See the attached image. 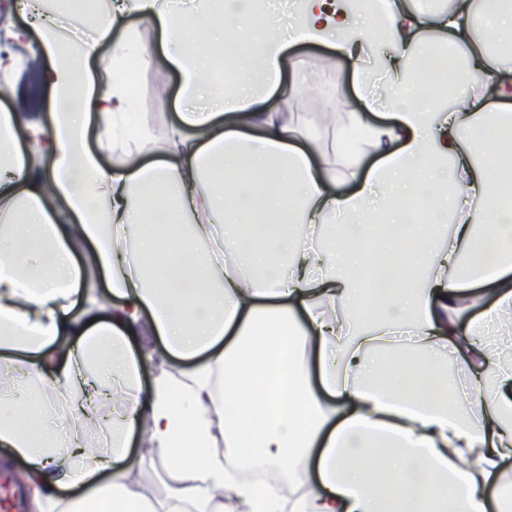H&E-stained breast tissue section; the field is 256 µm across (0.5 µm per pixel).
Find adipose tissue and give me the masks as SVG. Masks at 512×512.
I'll return each instance as SVG.
<instances>
[{"label":"adipose tissue","instance_id":"1","mask_svg":"<svg viewBox=\"0 0 512 512\" xmlns=\"http://www.w3.org/2000/svg\"><path fill=\"white\" fill-rule=\"evenodd\" d=\"M383 4L192 0L178 16L167 0H113L64 46L63 16L23 0L9 35L38 34L51 112L0 113V373L27 389L21 402L0 389V447L24 461L33 512H512V181L497 168L512 78L471 29L511 49L512 0L429 18ZM137 19L192 102L159 144L127 122L120 65L155 62ZM229 28L250 39L227 90L202 75ZM426 30L464 62L466 107L419 103ZM299 42L374 62L396 91L389 121L351 114L335 161L314 162L300 146L314 131L267 109ZM93 125L115 168L90 148ZM153 148L164 160L142 162ZM412 267L427 279L405 280ZM469 297L480 315L465 317ZM146 322L188 364L147 388L131 343ZM117 389L109 446L92 450L87 425ZM144 431L173 464L160 500L127 480ZM283 463L293 499L236 475Z\"/></svg>","mask_w":512,"mask_h":512}]
</instances>
